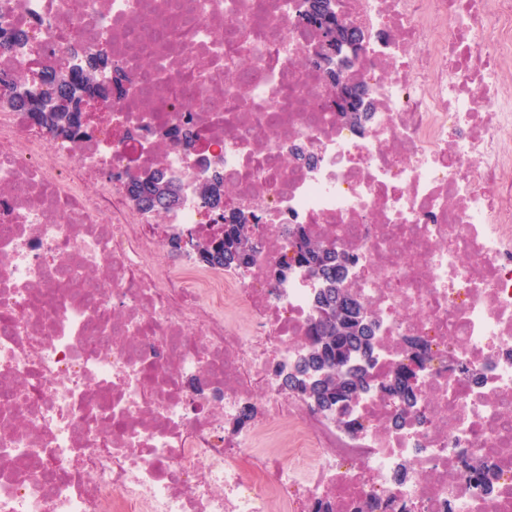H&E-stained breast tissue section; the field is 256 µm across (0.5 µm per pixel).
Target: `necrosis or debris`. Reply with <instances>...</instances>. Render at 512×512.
<instances>
[{"label": "necrosis or debris", "mask_w": 512, "mask_h": 512, "mask_svg": "<svg viewBox=\"0 0 512 512\" xmlns=\"http://www.w3.org/2000/svg\"><path fill=\"white\" fill-rule=\"evenodd\" d=\"M139 2L0 0V31L35 39L0 74L114 64L89 139L0 112V512H512V0H340L362 33L366 132L323 108L301 0H156L165 43ZM295 146L313 164L289 162ZM216 150L263 248L242 269L172 265L162 225L216 229L196 192ZM147 167L183 181L159 218L103 178ZM296 224L355 257L377 326L355 430L276 375L320 288L280 267ZM407 364L399 420L381 386ZM478 458L485 489L464 477Z\"/></svg>", "instance_id": "obj_1"}]
</instances>
